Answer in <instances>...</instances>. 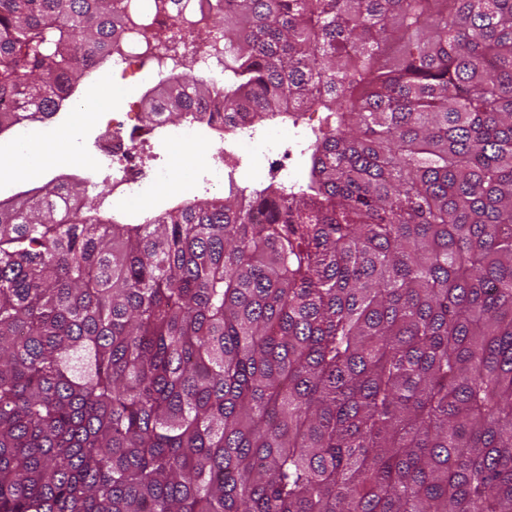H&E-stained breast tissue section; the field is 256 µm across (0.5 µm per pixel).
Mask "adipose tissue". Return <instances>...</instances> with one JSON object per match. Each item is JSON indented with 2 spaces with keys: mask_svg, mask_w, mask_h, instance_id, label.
Returning a JSON list of instances; mask_svg holds the SVG:
<instances>
[{
  "mask_svg": "<svg viewBox=\"0 0 512 512\" xmlns=\"http://www.w3.org/2000/svg\"><path fill=\"white\" fill-rule=\"evenodd\" d=\"M75 132L72 123L63 122L50 128H37L28 133V140L39 150L38 163H30L26 155L18 152L14 143L0 140V154L12 156L10 166L0 168V187L27 181L35 176L55 172L64 159L65 152Z\"/></svg>",
  "mask_w": 512,
  "mask_h": 512,
  "instance_id": "obj_1",
  "label": "adipose tissue"
}]
</instances>
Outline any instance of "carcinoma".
I'll use <instances>...</instances> for the list:
<instances>
[{
  "instance_id": "carcinoma-1",
  "label": "carcinoma",
  "mask_w": 512,
  "mask_h": 512,
  "mask_svg": "<svg viewBox=\"0 0 512 512\" xmlns=\"http://www.w3.org/2000/svg\"><path fill=\"white\" fill-rule=\"evenodd\" d=\"M112 0H0V134L112 58ZM224 84L308 110L296 187L141 224L0 201V512H512V0H232Z\"/></svg>"
}]
</instances>
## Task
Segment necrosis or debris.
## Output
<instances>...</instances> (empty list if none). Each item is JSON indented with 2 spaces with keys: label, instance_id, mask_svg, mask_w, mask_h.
<instances>
[{
  "label": "necrosis or debris",
  "instance_id": "4bbe7bcc",
  "mask_svg": "<svg viewBox=\"0 0 512 512\" xmlns=\"http://www.w3.org/2000/svg\"><path fill=\"white\" fill-rule=\"evenodd\" d=\"M113 8L129 19L127 37L112 54L113 66L128 70H148L161 75L179 70L185 57L194 56L203 65L212 82L224 81V46L216 44L210 51L195 55L193 34L213 27L224 15V0H113ZM169 30L176 37L175 47L156 42L158 30ZM188 125L170 129L158 122L134 133L128 113H113L98 135L95 154L99 163L111 172L110 193L113 200L124 203L151 197L165 177L167 167L177 164L169 147L172 143L196 134ZM310 128L293 124L288 134L263 132L237 127L227 139L213 147L199 173L201 180L222 178L235 183L245 161L258 158L269 178H290L299 182V160L309 148Z\"/></svg>",
  "mask_w": 512,
  "mask_h": 512
}]
</instances>
